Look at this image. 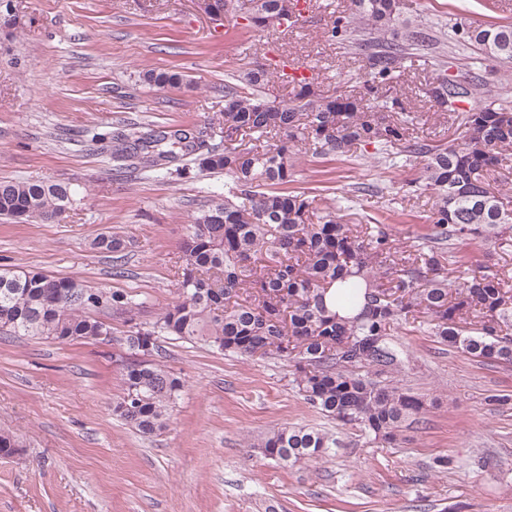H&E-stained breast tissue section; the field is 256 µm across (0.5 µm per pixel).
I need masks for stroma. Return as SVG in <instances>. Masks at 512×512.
I'll return each instance as SVG.
<instances>
[{
  "mask_svg": "<svg viewBox=\"0 0 512 512\" xmlns=\"http://www.w3.org/2000/svg\"><path fill=\"white\" fill-rule=\"evenodd\" d=\"M16 23L0 26V180L64 181L78 191L51 224L0 218V272L77 277L142 302L144 315L176 296L180 244L192 213L223 192L224 177L113 171L91 138L132 125L204 127L224 108V81L286 51L307 64L327 95L360 90L366 61L322 32L350 0H317L285 33L241 18L213 21L193 0H14ZM404 24L512 23V0H407ZM449 75H474L485 105L512 93V63L483 59L448 40ZM183 74L177 88L143 83V71ZM435 59L416 57L387 92L414 117L412 133L448 145L455 114L425 94ZM290 187L359 189V216L386 218L401 245L426 232L428 196L389 199L417 178L422 161H384L298 153ZM118 235V253L93 242ZM463 266L512 270V246L463 241L450 247ZM107 340L58 342L0 335V432L19 442L0 457V512H512V365L471 359L401 326L412 362L403 374L432 405L398 444L365 443L342 430L330 456L284 466L251 439L287 425L332 427L293 389L287 362L246 358L160 337L154 358L185 388L169 425L144 436L112 413L121 389L124 326L103 313ZM449 457L452 468L439 467Z\"/></svg>",
  "mask_w": 512,
  "mask_h": 512,
  "instance_id": "stroma-1",
  "label": "stroma"
}]
</instances>
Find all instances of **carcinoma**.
Wrapping results in <instances>:
<instances>
[{
  "label": "carcinoma",
  "mask_w": 512,
  "mask_h": 512,
  "mask_svg": "<svg viewBox=\"0 0 512 512\" xmlns=\"http://www.w3.org/2000/svg\"><path fill=\"white\" fill-rule=\"evenodd\" d=\"M248 25L280 31L278 18L291 0H249ZM403 0H351V12L323 31L365 56L369 79L363 95L325 96L316 78L292 79L293 101L268 103L263 96L272 57L237 82L224 84V110L209 122L224 148L201 151L203 131L194 126L132 128L93 138L120 168L166 169L193 157L200 172L224 174L215 193L191 216L181 244L185 267L176 297L151 318L123 293L93 288L80 279L34 271L0 273V333L54 341L112 335L98 318L119 314L129 357L122 363V394L113 413L143 435L170 422L183 382L163 364L137 357L139 341L156 349L161 336L200 340L239 356L278 358L292 364L291 385L303 401L337 425L370 441H398L403 425L425 413L427 400L399 384L410 366L394 331L418 323L439 342L473 358L512 363V279L480 267L452 266L453 241L506 242L512 208L491 189L493 168L512 156V101L498 99L462 113L460 140L433 145L410 134L409 116L389 119L379 108L396 107L383 90L396 82L407 60L438 53L445 28L419 25L396 32ZM451 33L490 60L512 62V23L472 27L456 22ZM428 89L444 111L474 95L476 84L451 81L446 62ZM143 78L177 87L183 75L149 70ZM303 143L314 155L347 156L370 147L398 168L424 159L421 181L409 187L431 200L427 233L410 249L399 246L383 224H352L349 195L320 207L288 189ZM64 182L0 181V216L25 224L58 220L72 205ZM343 313H338L336 308ZM336 435L284 427L256 447L267 459L288 465L317 459L336 448Z\"/></svg>",
  "instance_id": "cac0c4a2"
}]
</instances>
